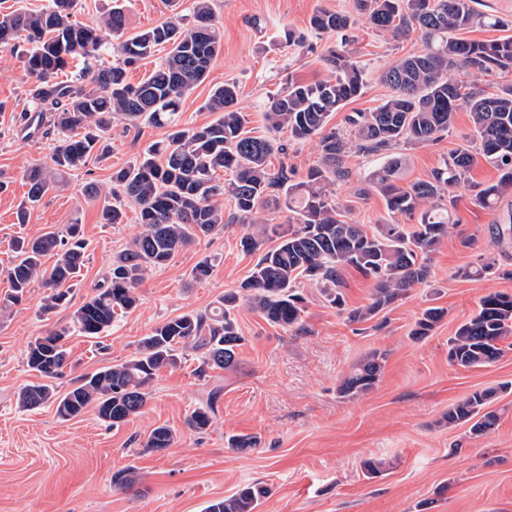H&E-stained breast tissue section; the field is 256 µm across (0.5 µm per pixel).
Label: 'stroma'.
<instances>
[{"instance_id": "35a3bbf8", "label": "stroma", "mask_w": 512, "mask_h": 512, "mask_svg": "<svg viewBox=\"0 0 512 512\" xmlns=\"http://www.w3.org/2000/svg\"><path fill=\"white\" fill-rule=\"evenodd\" d=\"M221 22L223 48L214 58L207 80L182 103L181 122L200 126L214 120L204 107L214 85L238 86V105L253 134L263 132L267 97L283 90L289 79L314 82L327 78L329 37L308 31L311 15L320 8L353 11L354 0H212ZM128 34L157 26L175 7L170 0H125ZM306 32L305 47L282 44L284 27ZM356 56L366 71L363 95L336 113L341 127L347 114L366 112L390 94L382 73L399 58L424 47L420 33L395 38L369 26H358ZM31 81L22 50H0V298L9 291L7 270L16 238L47 232L65 234L68 224H81L88 241L87 257L74 280L70 308L41 310L46 294L34 283L22 303L0 312V512H202L206 504L227 497L240 485L260 481L270 489L257 512H512V393L501 394L492 407L499 415L495 430L469 437L465 427H448L449 407L476 389L512 382V349L494 364L463 368L448 361V338L476 311L481 296L512 293V243L498 247L494 225L512 217V195L496 208L479 206L475 186L495 181L497 172L476 160L469 188L452 193L449 211L456 228L431 259L428 283L394 304L378 319L348 323L315 286L302 284L307 309L301 329L270 324L249 304L233 315L247 342L234 368L199 373L197 352L184 350L182 363L155 379L142 414L109 427L87 409L61 421L53 405L24 411L17 393L38 376L26 364V350L35 337L65 325L73 308L95 292L112 257L140 233L135 205L124 208L122 223L100 221L109 199L110 177L127 166L164 132L151 126L127 128L112 121L110 153L70 172L64 186L47 193L29 209L26 221L17 211L26 197L27 167L50 161L53 135L24 136L15 118L27 104ZM472 137L468 113L457 112L450 131L437 142L409 150L404 178L428 179L451 149ZM378 154H353L345 159L349 172L336 183V199L347 216L372 231L386 215L378 193L359 195L370 174L380 167ZM102 189L100 199L84 193L86 184ZM230 219L223 231L181 250L166 266L154 269L138 286L137 307L115 320L99 338L73 335L67 340L68 364L54 379L58 391L81 376L130 358L138 343L165 320L215 306L219 297L236 291L250 275L255 256L245 254L239 239L247 225ZM215 260L211 276L196 281L194 265ZM497 258L501 274L465 280L458 269ZM439 306L447 315L431 336L413 340L409 332L423 308ZM384 354L377 387L349 401L337 387L351 367L371 352ZM219 390L211 427L191 432L186 419ZM170 427L175 440L161 451L146 449L150 431ZM232 435L257 437V447L231 448ZM382 462V472L368 477L363 461ZM129 472L130 486L112 481Z\"/></svg>"}]
</instances>
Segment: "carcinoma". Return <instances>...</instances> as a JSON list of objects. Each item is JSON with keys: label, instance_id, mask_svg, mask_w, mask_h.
<instances>
[{"label": "carcinoma", "instance_id": "1", "mask_svg": "<svg viewBox=\"0 0 512 512\" xmlns=\"http://www.w3.org/2000/svg\"><path fill=\"white\" fill-rule=\"evenodd\" d=\"M476 0H355L354 12L317 10L309 27L317 35L334 38L326 62L331 75L314 83L288 80L286 90L267 97L263 117L267 134L246 130L247 115L238 107L233 83L216 86L205 108L217 113L210 123L186 127L180 123L184 99L203 83L221 47L219 21L211 0H192L188 13L151 29L125 36L124 7L112 8L95 25L74 18L77 0H52L44 9L0 10V48L25 42V67L33 81L32 107L17 117L21 131L32 137L47 125L58 138L51 166L33 165L25 172L30 205L39 203L59 176L81 169L109 154L112 117L121 115L132 126L166 130L161 142L151 144L126 167L112 172V195L120 204L101 210V223L119 224L123 202L138 208L141 233L115 254L108 275L96 293L77 308L69 323L27 347L30 370L45 382L26 385L18 393L23 410L55 405L57 416L72 420L89 407L102 421L116 427L139 415L149 399L148 388L159 373L177 366L182 350L199 353L200 373L211 367L232 368L237 350L245 344L232 311L239 298L250 301L275 326L300 328L306 297L300 285L307 281L321 289L325 299L347 312L351 323H367L412 288L428 281L430 261L441 240L455 225L449 223L448 203L454 189L467 184L476 157L497 171V180L477 188L476 200L495 206L512 193V84L486 93L481 79L499 78L512 71V36L467 40L459 32L474 27L512 30V20L475 8ZM365 21L380 33L403 37L421 33L425 50L400 59L381 80L390 95L369 112H354L346 126L330 125L333 115L363 94L365 70L356 60L353 31ZM168 47L162 61L137 84L127 70ZM117 56L105 64L104 57ZM83 67L67 82L55 81L70 61ZM469 113L473 138L448 153L431 176L406 184L402 170L407 155L402 146L422 148L437 141L453 126L456 112ZM317 140V165L306 178L292 182L288 169L271 168V157L284 154L287 143ZM350 153H382L383 164L372 174L360 195L375 190L384 198L387 218L367 233L346 219V208L333 193L336 181L348 176L344 168ZM230 170L233 180L217 182V171ZM234 204L233 219L259 224L257 232L240 239L243 252L258 256L239 293L222 297L211 311L189 312L155 326L143 337L130 359L77 380L70 391L58 394L47 380L60 375L66 361L65 339L73 333L96 338L118 314L133 309L135 291L146 275L170 263L196 239L224 227V195ZM283 203L293 224H266L261 212L269 202ZM404 217L409 223L402 224ZM270 240L276 241L272 247ZM87 243L78 223L66 236L46 233L16 245V259L7 269L11 294L1 308L22 302L30 286L42 280L50 292L42 310L50 312L70 303L73 280L85 264ZM56 253L52 267L42 258ZM352 267L374 281L370 303L345 309L340 292L342 271ZM497 260L489 257L459 271L468 280L496 274ZM446 316L430 306L415 320L409 336L420 340L431 334ZM512 336V293L490 292L479 299L477 312L460 324L448 339V362L461 367L495 363L504 353L501 343ZM384 355L373 352L355 365L337 388L339 397L357 399L372 391L383 370ZM509 385L469 393L448 408L450 426H468L480 437L499 420L491 410L497 393ZM218 393L194 409L188 429L202 433L211 426ZM174 442L171 428L151 430L145 447L162 450ZM261 482L246 483L230 496L209 503L204 512H256L268 496Z\"/></svg>", "mask_w": 512, "mask_h": 512}]
</instances>
